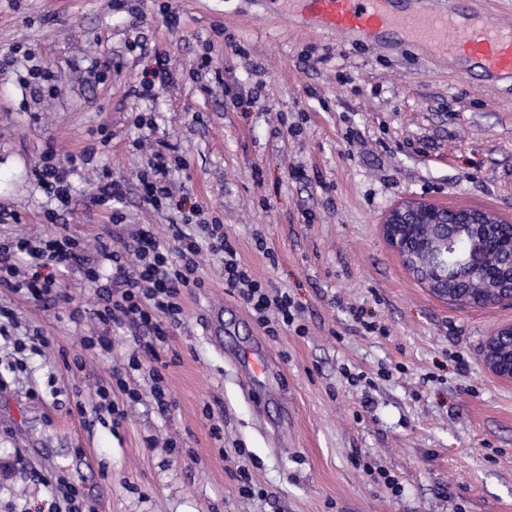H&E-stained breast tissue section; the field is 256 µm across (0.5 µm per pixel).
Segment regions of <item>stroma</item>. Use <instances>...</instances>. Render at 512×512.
Returning <instances> with one entry per match:
<instances>
[{
	"instance_id": "1",
	"label": "stroma",
	"mask_w": 512,
	"mask_h": 512,
	"mask_svg": "<svg viewBox=\"0 0 512 512\" xmlns=\"http://www.w3.org/2000/svg\"><path fill=\"white\" fill-rule=\"evenodd\" d=\"M16 45L55 89L34 93L24 66L0 72V243L59 223L119 251L140 225L165 233L180 215L144 207L137 173L166 144L188 162L171 173L177 196L223 222L297 317L269 336L203 254L202 285L157 347L162 410L148 366L129 365L145 329L101 323L80 266L66 303L0 288L17 319L0 338V512H48L45 482L60 477L85 512H512V382L483 361L512 305L434 295L382 233L406 200L512 222V76L326 33L271 0H0V54ZM160 52L171 82L131 96ZM104 59L107 79L89 77ZM139 113L152 128H135ZM50 144L94 150L65 205L34 175ZM104 168L126 180L124 223L86 207ZM36 331L50 349L8 371L12 338ZM101 335L111 352L85 350ZM248 356L266 357L265 377L246 381ZM103 386L121 420L99 408Z\"/></svg>"
}]
</instances>
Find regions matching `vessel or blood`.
Here are the masks:
<instances>
[{
    "mask_svg": "<svg viewBox=\"0 0 512 512\" xmlns=\"http://www.w3.org/2000/svg\"><path fill=\"white\" fill-rule=\"evenodd\" d=\"M408 0L396 9L393 0H302L303 20L324 31L352 33L382 44L392 32L435 45L473 63L485 77L512 75V19L481 17L463 10L430 12Z\"/></svg>",
    "mask_w": 512,
    "mask_h": 512,
    "instance_id": "1",
    "label": "vessel or blood"
}]
</instances>
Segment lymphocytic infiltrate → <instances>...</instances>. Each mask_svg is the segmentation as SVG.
Wrapping results in <instances>:
<instances>
[{
	"label": "lymphocytic infiltrate",
	"mask_w": 512,
	"mask_h": 512,
	"mask_svg": "<svg viewBox=\"0 0 512 512\" xmlns=\"http://www.w3.org/2000/svg\"><path fill=\"white\" fill-rule=\"evenodd\" d=\"M90 155L86 149L80 156L61 158L54 148H47L35 170L38 183L58 202H67L76 165L89 160ZM181 162L180 156L166 148L154 152L139 174L145 206L182 213L181 223L169 227L168 242H160L153 226L145 224L135 234L133 263H125L110 244L100 243L98 254L112 264L109 280H102L97 263H84L86 281L97 288L104 301L96 312L98 319L105 324L128 322L147 327L155 340L166 342L169 324L182 313L184 291L199 285L198 257L206 250L222 258L225 286L238 293L269 335H277L279 326L288 327L295 321L291 299L284 292L271 293L250 274L225 236L223 225L205 224L200 234L188 233L197 211L184 209L168 185L172 166ZM85 250L80 240L64 232L40 239L21 237L0 245V287L36 302L64 298L62 277L81 261ZM23 255L30 263L25 273L18 264Z\"/></svg>",
	"instance_id": "lymphocytic-infiltrate-1"
}]
</instances>
